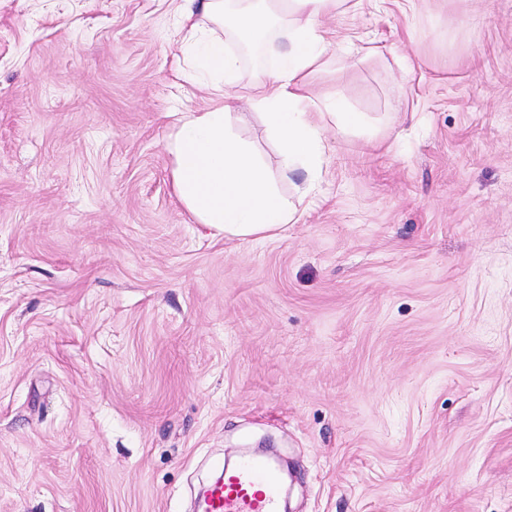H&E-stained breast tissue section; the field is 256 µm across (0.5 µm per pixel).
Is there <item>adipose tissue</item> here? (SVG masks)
I'll list each match as a JSON object with an SVG mask.
<instances>
[{
	"mask_svg": "<svg viewBox=\"0 0 512 512\" xmlns=\"http://www.w3.org/2000/svg\"><path fill=\"white\" fill-rule=\"evenodd\" d=\"M360 0H177L179 49L190 76L205 81L212 107L186 112L170 133L173 192L193 223L235 239L276 237L297 223L314 197L326 153L324 128L361 126L335 96L313 92L315 73L331 65L323 16ZM255 43L262 66L243 79L244 44ZM243 94L260 111L281 156V177L301 176L293 197L237 132L229 99Z\"/></svg>",
	"mask_w": 512,
	"mask_h": 512,
	"instance_id": "1",
	"label": "adipose tissue"
}]
</instances>
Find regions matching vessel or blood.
Masks as SVG:
<instances>
[{
    "instance_id": "vessel-or-blood-1",
    "label": "vessel or blood",
    "mask_w": 512,
    "mask_h": 512,
    "mask_svg": "<svg viewBox=\"0 0 512 512\" xmlns=\"http://www.w3.org/2000/svg\"><path fill=\"white\" fill-rule=\"evenodd\" d=\"M203 512H279L277 466L269 458H247L225 470L202 492Z\"/></svg>"
}]
</instances>
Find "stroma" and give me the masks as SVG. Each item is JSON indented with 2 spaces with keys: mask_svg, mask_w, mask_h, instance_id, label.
Wrapping results in <instances>:
<instances>
[{
  "mask_svg": "<svg viewBox=\"0 0 512 512\" xmlns=\"http://www.w3.org/2000/svg\"><path fill=\"white\" fill-rule=\"evenodd\" d=\"M173 7L0 0V512H193L250 448L291 512H512V0L323 17L369 122L248 240L173 195Z\"/></svg>",
  "mask_w": 512,
  "mask_h": 512,
  "instance_id": "obj_1",
  "label": "stroma"
}]
</instances>
